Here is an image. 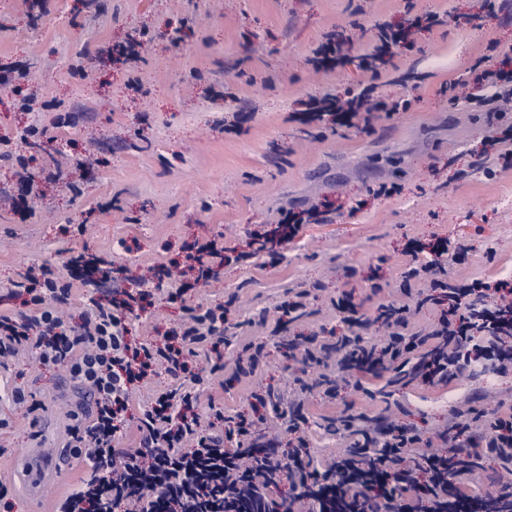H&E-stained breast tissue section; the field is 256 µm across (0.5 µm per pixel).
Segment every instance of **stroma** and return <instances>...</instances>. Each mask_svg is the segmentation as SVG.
I'll return each instance as SVG.
<instances>
[{"label":"stroma","instance_id":"obj_1","mask_svg":"<svg viewBox=\"0 0 512 512\" xmlns=\"http://www.w3.org/2000/svg\"><path fill=\"white\" fill-rule=\"evenodd\" d=\"M0 0V69L29 74L21 87L47 106L23 112L16 94L0 89V138L9 151L34 156L39 167L69 159L60 178L42 181L34 214L20 219L0 207V308L18 309L11 282L37 261L62 264L69 251L101 256L118 268L113 286L154 289L136 324L141 340L161 339L183 317V304L229 303L237 311L238 344L260 345L253 384H289L288 351L274 322L255 325L299 286L311 314L294 323L298 336L324 341L344 325L332 301L350 292L363 311L403 299L401 278L409 239L445 237L468 254L448 272L460 280H496L512 271V168H503L486 139L493 125L481 102L453 103L448 84L473 65H499L512 50V0ZM443 14L444 25L410 28L415 17ZM411 30L378 75L356 67L376 26ZM140 42L135 62L112 49ZM374 86L380 97L410 101L408 111L378 121L376 130H325L315 137L291 122L312 96H341ZM57 129L32 146L21 134L34 122ZM397 192L378 194L379 183ZM327 201L326 222L303 225L277 257L225 265L219 280L197 285L184 301H168L152 277L158 262H181L188 245L223 233L244 251L255 225L278 224L283 207ZM85 225L76 234L74 225ZM41 400L53 435L52 457L64 442L83 394L61 369L26 356L0 376ZM488 394L512 406V374L463 378L455 389L421 386L396 392L403 422L433 436L448 422L457 397ZM375 417L386 404L355 388L341 397L309 396V453L337 456L346 436L328 431L347 408ZM0 479L33 445L24 409L0 401ZM71 469L39 501L16 491L11 512H55L86 475Z\"/></svg>","mask_w":512,"mask_h":512}]
</instances>
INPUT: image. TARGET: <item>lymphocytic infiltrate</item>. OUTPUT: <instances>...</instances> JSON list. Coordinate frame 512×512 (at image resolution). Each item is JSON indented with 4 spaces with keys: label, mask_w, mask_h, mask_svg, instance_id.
Listing matches in <instances>:
<instances>
[{
    "label": "lymphocytic infiltrate",
    "mask_w": 512,
    "mask_h": 512,
    "mask_svg": "<svg viewBox=\"0 0 512 512\" xmlns=\"http://www.w3.org/2000/svg\"><path fill=\"white\" fill-rule=\"evenodd\" d=\"M468 82L487 102L511 101L512 59ZM431 254L408 274L447 302L436 324L411 330L413 302L383 304L368 315L338 300L345 333L332 342L308 339L300 374L325 366L314 385L334 398L349 379L383 376L391 386L447 387L487 361L495 372L512 371V281L457 286L446 267L461 253H449L442 240ZM20 287L23 310L0 313V368L27 349L40 366L65 368L94 398L91 415L74 414L67 442L90 474L59 512H512L511 413L456 409L439 435V450L398 420L371 429L366 415H344L337 426L351 435L352 448L326 464L308 452L300 394L286 397L269 388L252 393L253 408L272 412L295 437L276 453L252 417L228 416L201 402L205 376L225 369L216 359L226 341L223 305L186 307L185 320L165 342L136 344L138 314L124 299H90L80 322H68L61 307L72 284L52 263L31 266ZM374 323L386 330L375 342L363 334ZM161 374L170 388L132 406L133 394ZM206 417L215 427L203 428ZM131 426L134 446L120 447ZM490 460L505 478L498 494H470L467 483L480 478ZM284 480L291 487L286 497L277 493Z\"/></svg>",
    "instance_id": "lymphocytic-infiltrate-1"
}]
</instances>
